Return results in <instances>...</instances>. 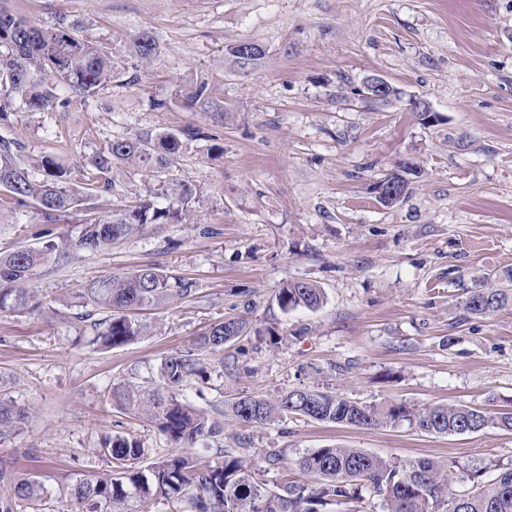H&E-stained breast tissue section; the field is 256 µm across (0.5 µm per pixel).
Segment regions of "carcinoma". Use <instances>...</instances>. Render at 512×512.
Listing matches in <instances>:
<instances>
[{
    "label": "carcinoma",
    "instance_id": "1",
    "mask_svg": "<svg viewBox=\"0 0 512 512\" xmlns=\"http://www.w3.org/2000/svg\"><path fill=\"white\" fill-rule=\"evenodd\" d=\"M128 56L149 63L160 55L155 37L142 32L127 46ZM112 76V55L78 37L75 26L60 21L52 28L34 25L25 16L0 4V115L21 106L29 112L65 109L73 96H93ZM205 88L175 92L172 100H155V109L173 104L201 103L204 111L224 120V102L204 94ZM182 147L180 135L116 139L96 153L86 170V182L71 183V171L51 157L32 166L16 139H0V215L22 208L54 224L74 213L82 214L76 235L38 233L39 245L0 252V312H18L34 305L32 282L45 272L59 271L84 252H103L149 226L179 224L196 202L197 190L186 180L156 189L170 196L161 206L155 195L140 197L119 210L104 211L99 192L108 185L115 163L135 167H166ZM500 285L472 293L464 311L485 316L512 305V272L503 273ZM194 294L193 282L147 264L131 272L96 279L77 298L92 310L106 314L94 323L106 347L127 344L144 335L145 324L134 311L162 305ZM324 300L322 288L310 281H294L280 289L277 301L285 313L297 308L315 310ZM246 324L221 319L210 325L194 347L161 360L152 386L113 385L110 399L125 413L151 419L171 443L158 448L147 469L143 443L133 436H115L103 442L112 472L85 480L71 489L73 512H128L132 498L147 505L155 495L177 498L182 512H326L333 503L362 502V491L383 498L385 512H448V499L462 497L461 512H512V466H497L489 484L477 472L434 459L392 460L358 448H318L296 460L299 471L316 484L287 481L270 488L261 469L250 458L249 437H238V447L221 448L223 461L202 462L180 452L200 440L219 437L222 416L246 427H261L290 414L309 420L354 427L394 426L402 420L437 434L477 433L489 426L512 431V409L492 412L461 404H432L419 411L398 405H366L341 394L310 389H289L274 399L242 395L224 400L213 412L178 399L176 392L208 378L204 355L224 348L246 332ZM28 413L0 397V437L16 430ZM45 512L47 503L38 480L17 478L0 461V512Z\"/></svg>",
    "mask_w": 512,
    "mask_h": 512
}]
</instances>
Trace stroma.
<instances>
[{
    "label": "stroma",
    "instance_id": "obj_1",
    "mask_svg": "<svg viewBox=\"0 0 512 512\" xmlns=\"http://www.w3.org/2000/svg\"><path fill=\"white\" fill-rule=\"evenodd\" d=\"M38 25L76 24L111 53V83L64 110L16 109L0 136L26 158L49 156L81 179L112 140L183 133L168 168L113 165L106 209L149 188L189 181L188 221L147 229L84 253L36 279L37 305L0 313V397L29 418L0 439L16 476L43 485L51 512H71L73 485L108 470L100 446L115 435L149 449L166 438L114 408L113 384L144 382L222 318L243 320L239 340L210 355V378L182 392L204 408L234 394L277 396L300 387L364 404L512 407V306L465 316L470 291L512 269V0H10ZM147 31L162 46L149 64L127 57L125 39ZM249 39L266 55L240 67L227 49ZM372 76L399 92L379 107L360 88ZM207 83L223 120L199 108H152L178 86ZM420 98L426 122L406 102ZM196 137H188V130ZM405 196L383 205L374 186L399 161ZM33 213L0 216V250L34 247ZM211 234H204V227ZM192 279V297L142 311L146 336L103 349L81 319L86 282L144 264ZM323 289L316 310L283 312L290 281ZM249 434L269 486L300 479L295 462L327 446L388 459L432 458L483 469L512 464V432L420 431L408 421L359 428L288 417L247 430L228 420L219 442L191 455L215 461Z\"/></svg>",
    "mask_w": 512,
    "mask_h": 512
}]
</instances>
